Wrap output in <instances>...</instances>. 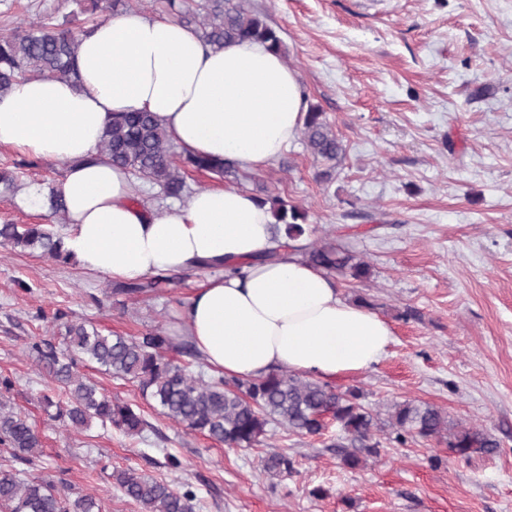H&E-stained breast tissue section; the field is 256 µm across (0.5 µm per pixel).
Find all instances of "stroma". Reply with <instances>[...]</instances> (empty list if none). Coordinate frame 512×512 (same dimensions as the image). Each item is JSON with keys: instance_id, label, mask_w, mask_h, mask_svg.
<instances>
[{"instance_id": "obj_1", "label": "stroma", "mask_w": 512, "mask_h": 512, "mask_svg": "<svg viewBox=\"0 0 512 512\" xmlns=\"http://www.w3.org/2000/svg\"><path fill=\"white\" fill-rule=\"evenodd\" d=\"M284 42L310 104L325 113L347 154L335 180L320 181L302 140L238 187L278 196L307 214L316 238L348 248L371 275L337 277L391 325L394 341L369 370L333 379L359 388L368 408L437 406L449 420L487 430L498 453L450 455L417 439L351 469L336 431L303 438L270 427L252 448H228L177 425L143 399L137 383L82 371L107 395L139 406L146 425L127 435L100 423L80 431L51 420L52 382L30 346L64 340L65 321L137 337L177 336L172 361L206 364L179 313L204 278L135 296L111 278L36 253L0 247V375L14 388L0 402L25 413L42 448L24 477L70 496L96 495L102 512H140L111 478L132 468L196 494L194 512H512V0H245ZM74 0H0V34L32 21L62 22ZM0 149V169L21 165L22 184L54 187L62 161ZM296 471L263 469L272 453ZM323 488L317 498L313 489Z\"/></svg>"}]
</instances>
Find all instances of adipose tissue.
Here are the masks:
<instances>
[{
    "label": "adipose tissue",
    "mask_w": 512,
    "mask_h": 512,
    "mask_svg": "<svg viewBox=\"0 0 512 512\" xmlns=\"http://www.w3.org/2000/svg\"><path fill=\"white\" fill-rule=\"evenodd\" d=\"M76 69L77 81L25 79L0 96V148L67 162L56 190L84 269L132 281L216 267L181 315L209 367L229 378L278 369L333 379L386 355L390 324L342 298L325 271L288 250L260 260L278 243L253 194L216 185L157 210L141 205L143 182L99 154L113 113L147 111L186 152L264 168L300 135L308 109L281 56L249 42L213 49L174 20L128 11L80 36Z\"/></svg>",
    "instance_id": "ef3b65f1"
}]
</instances>
